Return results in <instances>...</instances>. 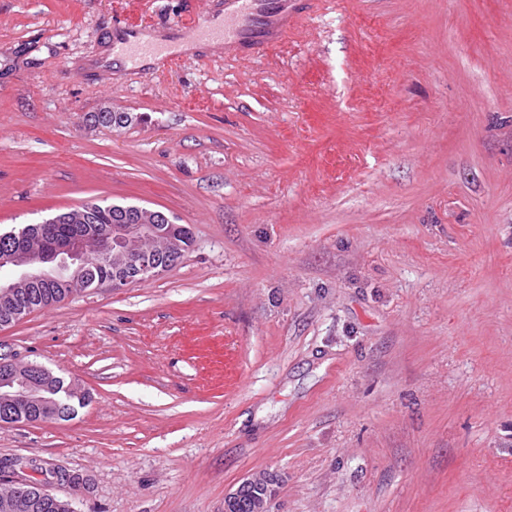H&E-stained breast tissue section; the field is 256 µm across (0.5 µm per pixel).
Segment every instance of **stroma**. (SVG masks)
I'll return each mask as SVG.
<instances>
[{
  "instance_id": "1",
  "label": "stroma",
  "mask_w": 512,
  "mask_h": 512,
  "mask_svg": "<svg viewBox=\"0 0 512 512\" xmlns=\"http://www.w3.org/2000/svg\"><path fill=\"white\" fill-rule=\"evenodd\" d=\"M224 0H0V229L189 225L161 275L0 327L90 394L0 423L75 512H512V0H321L282 47L130 70ZM104 109L123 128L92 123ZM256 480L257 476L252 475L241 483L247 486L242 489L243 508H240V512H258L257 507L262 503L263 498L265 497L266 489L262 485H253L252 483H254Z\"/></svg>"
}]
</instances>
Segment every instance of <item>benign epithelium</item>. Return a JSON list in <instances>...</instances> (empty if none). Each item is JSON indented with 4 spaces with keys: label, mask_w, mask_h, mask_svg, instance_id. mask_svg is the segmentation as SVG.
Segmentation results:
<instances>
[{
    "label": "benign epithelium",
    "mask_w": 512,
    "mask_h": 512,
    "mask_svg": "<svg viewBox=\"0 0 512 512\" xmlns=\"http://www.w3.org/2000/svg\"><path fill=\"white\" fill-rule=\"evenodd\" d=\"M170 223H172L170 217L161 210L153 212L151 224L131 223L123 216L109 225V230L102 240L100 252L94 258L88 256L83 249L84 226L76 224L74 238L70 244L49 247L37 259H32L26 253L16 250L9 259L0 262L9 271V275L0 280V294L10 295L11 287L17 281L65 282L80 287L84 281L82 275L89 266L109 264L114 256L122 261V265L129 266V271L121 278L106 282V285L112 288H121L131 282L157 276L168 270L166 263L158 261L147 263L135 259V246L145 237L161 234L162 225ZM21 469L29 470V474L18 481L21 488L35 486L41 493L50 494L49 487L35 477V474L39 473L37 465L30 463L21 466Z\"/></svg>",
    "instance_id": "1"
}]
</instances>
